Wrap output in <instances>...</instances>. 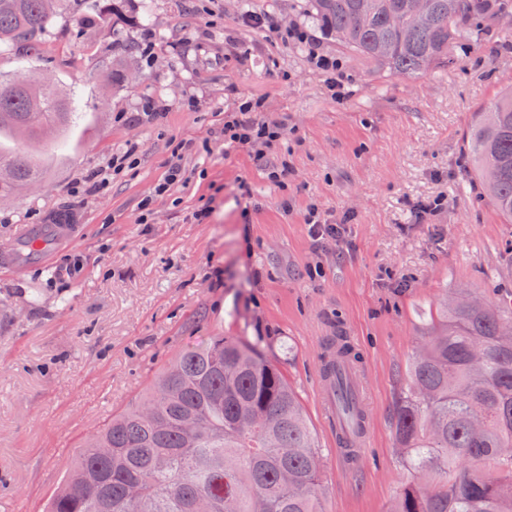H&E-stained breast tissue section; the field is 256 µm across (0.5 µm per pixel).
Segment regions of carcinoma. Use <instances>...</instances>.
<instances>
[{
    "label": "carcinoma",
    "mask_w": 512,
    "mask_h": 512,
    "mask_svg": "<svg viewBox=\"0 0 512 512\" xmlns=\"http://www.w3.org/2000/svg\"><path fill=\"white\" fill-rule=\"evenodd\" d=\"M311 0L322 31L391 75L416 78L477 45L512 0ZM400 15L402 27L391 23ZM50 18L45 0H0V41L30 53ZM73 116L57 88L0 80V197L43 178L30 143ZM468 176L512 224V84L475 113ZM395 415L406 463L426 477L391 512H512V306L467 293L436 311L408 366ZM321 461L284 374L258 343L216 336L189 346L148 391L92 436L46 512H321Z\"/></svg>",
    "instance_id": "carcinoma-1"
}]
</instances>
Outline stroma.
<instances>
[{
	"label": "stroma",
	"mask_w": 512,
	"mask_h": 512,
	"mask_svg": "<svg viewBox=\"0 0 512 512\" xmlns=\"http://www.w3.org/2000/svg\"><path fill=\"white\" fill-rule=\"evenodd\" d=\"M248 11L269 28L242 26ZM294 26L342 62L348 96L331 95L307 44L282 39ZM17 77L55 84L77 113L42 144L44 180L0 199V252L62 211L80 227L46 267L0 268V512H44L85 439L212 336L260 342L287 378L319 447L322 512H389L417 480L394 414L431 315L470 289L512 299V224L479 198L462 141L512 84V23L406 79L341 49L308 0H101L94 13L68 0L30 56L0 42V78ZM243 94L286 124L267 153L287 155L283 183L218 138ZM133 145L135 164L89 191ZM177 150L187 180L155 194ZM436 196L442 210L415 219L413 204ZM312 202L342 220L341 240L312 237ZM338 332L368 391L369 438L352 460L321 406L322 341ZM135 148L127 150L123 155L112 157L107 167L104 169L95 170L90 177L92 182L91 190L98 191L101 188L107 186L112 179V169H121L125 167V164H129L132 156L134 155Z\"/></svg>",
	"instance_id": "stroma-1"
}]
</instances>
